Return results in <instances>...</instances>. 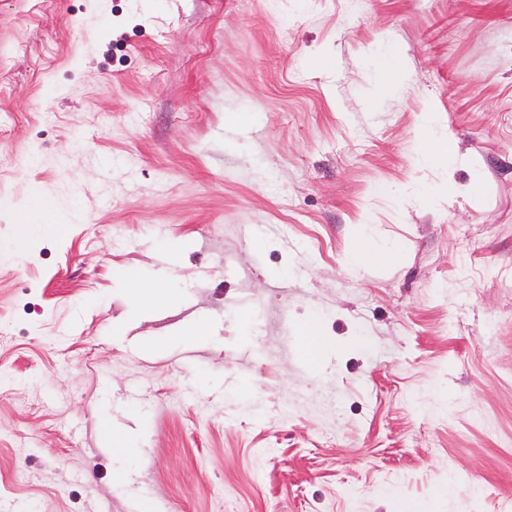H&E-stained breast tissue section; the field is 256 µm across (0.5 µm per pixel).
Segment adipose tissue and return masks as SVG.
<instances>
[{
	"label": "adipose tissue",
	"instance_id": "1",
	"mask_svg": "<svg viewBox=\"0 0 512 512\" xmlns=\"http://www.w3.org/2000/svg\"><path fill=\"white\" fill-rule=\"evenodd\" d=\"M415 130L416 166L436 171L439 175L438 182L434 184L417 185L413 191L415 198L437 204H453L475 195L481 187V175L476 171L471 157L459 152L451 133L442 126L438 113H419ZM461 168L471 172L470 181L464 185L452 180L453 171Z\"/></svg>",
	"mask_w": 512,
	"mask_h": 512
}]
</instances>
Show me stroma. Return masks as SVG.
<instances>
[{"instance_id": "stroma-1", "label": "stroma", "mask_w": 512, "mask_h": 512, "mask_svg": "<svg viewBox=\"0 0 512 512\" xmlns=\"http://www.w3.org/2000/svg\"><path fill=\"white\" fill-rule=\"evenodd\" d=\"M0 330V512H512V0H0ZM414 161L419 169L435 170L439 181L434 184H419L413 194L415 199H426L432 203L451 205L458 199H468L481 187V175L472 158L459 152L451 133L442 126L439 113L422 112L417 116ZM467 169L471 179L465 185L452 181V172ZM400 246L395 242H376L368 226H364L361 231L360 243L349 256V266L351 268H360L366 264H390L399 259ZM121 281L128 295L142 309H148L160 301H170L174 295L170 288H153L146 283L141 271H125Z\"/></svg>"}]
</instances>
